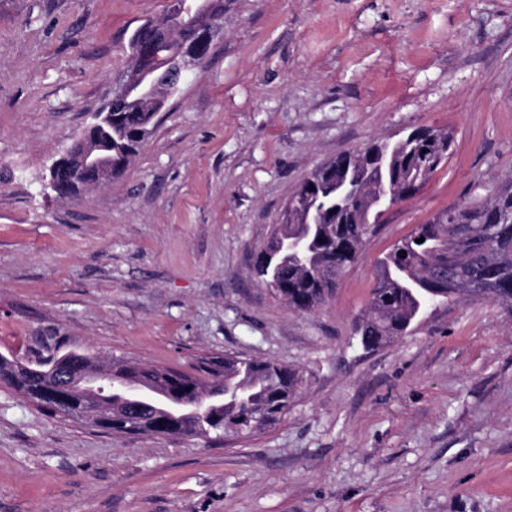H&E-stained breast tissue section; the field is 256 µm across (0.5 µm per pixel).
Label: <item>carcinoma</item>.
<instances>
[{
    "label": "carcinoma",
    "mask_w": 512,
    "mask_h": 512,
    "mask_svg": "<svg viewBox=\"0 0 512 512\" xmlns=\"http://www.w3.org/2000/svg\"><path fill=\"white\" fill-rule=\"evenodd\" d=\"M152 46L150 70L132 66L128 74L134 93L128 101L112 107L107 102L96 117L104 142L102 161L121 172L151 132L155 117L148 108L150 98L168 102L180 92L157 84L174 49L199 24L196 15L159 18ZM452 132L415 128L398 138H387L365 148L360 162L349 168L324 164L310 175L288 199V222L277 223L257 258L256 277L288 306L311 311L325 302L336 277L354 263L365 239L373 234L387 212L379 196L390 194L404 201L408 176L420 185L448 160ZM354 181L350 209L336 215V178ZM484 195L462 206L435 213L396 242L378 261V275L370 307L357 333L366 348H376L404 335L427 306L453 298L494 300L512 305V182L483 185ZM316 223L303 224L310 207ZM281 236L304 238L302 259L284 257L278 251ZM423 242H418V239ZM115 366L139 369L147 387L146 402L157 404L175 389L163 381L160 369L149 371L138 362L119 360ZM204 390L222 395L211 400L210 412L193 419L191 428L199 437L215 435L244 437L270 428L288 413L301 384L299 372L271 360L210 356L198 361L195 374L187 377ZM31 386L51 390L50 374L42 373L13 385L20 392Z\"/></svg>",
    "instance_id": "obj_1"
}]
</instances>
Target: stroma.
Returning a JSON list of instances; mask_svg holds the SVG:
<instances>
[{"label":"stroma","mask_w":512,"mask_h":512,"mask_svg":"<svg viewBox=\"0 0 512 512\" xmlns=\"http://www.w3.org/2000/svg\"><path fill=\"white\" fill-rule=\"evenodd\" d=\"M165 0H0V354L47 341L189 370L296 367L247 438L112 435L0 386V512H512V312L429 307L364 349L377 259L481 183L512 179V0H224L206 60L125 171L42 185ZM453 130L332 295L288 308L254 272L279 213L338 154Z\"/></svg>","instance_id":"1"}]
</instances>
